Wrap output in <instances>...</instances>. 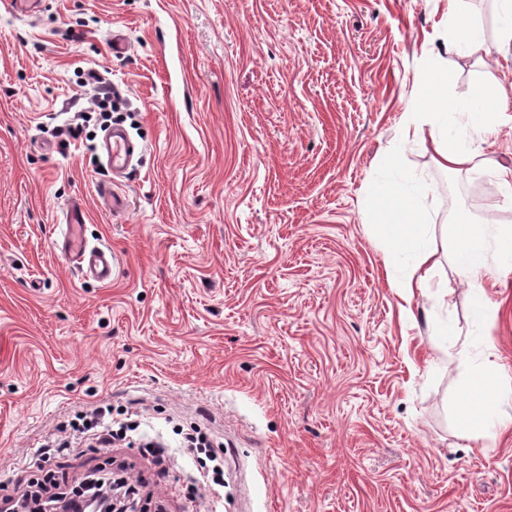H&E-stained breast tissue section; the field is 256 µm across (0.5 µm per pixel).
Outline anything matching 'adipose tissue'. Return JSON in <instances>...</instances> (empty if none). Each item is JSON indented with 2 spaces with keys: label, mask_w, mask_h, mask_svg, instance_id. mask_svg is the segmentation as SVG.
Instances as JSON below:
<instances>
[{
  "label": "adipose tissue",
  "mask_w": 512,
  "mask_h": 512,
  "mask_svg": "<svg viewBox=\"0 0 512 512\" xmlns=\"http://www.w3.org/2000/svg\"><path fill=\"white\" fill-rule=\"evenodd\" d=\"M499 23L495 45H487L480 25L467 15V0H448L449 53L472 57L495 48L500 69L512 71V0H498ZM419 81L432 99L422 111L406 112L401 127L406 139L422 144L441 168L457 170L478 166L498 172L503 195L512 202V168L484 159L467 147L459 135L465 116L481 113L492 126L512 115V86L490 79L478 98L448 99L440 96L442 74L432 66L424 67ZM373 191L382 200L371 208L368 221L376 227L383 244L385 279L402 301L400 314L410 317V303L416 292L425 290L438 264L427 223L425 192L397 157L387 156L373 176ZM457 249L463 258L464 278L474 290H482L484 281L497 278L504 266L512 264V229L489 224H460ZM488 399L484 410L465 408L463 416L470 431L481 439H495L512 428V415L501 411L502 395L497 390L500 373L495 366L482 369Z\"/></svg>",
  "instance_id": "obj_1"
}]
</instances>
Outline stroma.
<instances>
[{
    "label": "stroma",
    "mask_w": 512,
    "mask_h": 512,
    "mask_svg": "<svg viewBox=\"0 0 512 512\" xmlns=\"http://www.w3.org/2000/svg\"><path fill=\"white\" fill-rule=\"evenodd\" d=\"M448 0L0 2V495L76 411L129 410L169 443L155 476L167 512H512V430L475 438L487 353L512 373V268L487 299L460 274L455 224L512 226L492 168L447 172L406 141L425 96H475L493 56L446 53ZM124 53L112 51L113 37ZM93 68L112 120L139 146L120 175L85 134L59 138ZM471 149L512 167V123H463ZM428 192L439 266L402 321L364 188L385 153ZM125 195L113 212L107 194ZM111 284L60 251L71 201ZM454 335H443L445 325ZM467 349V360L457 358ZM207 428L224 486L197 475L175 425ZM110 455L52 460L79 477Z\"/></svg>",
    "instance_id": "35a3bbf8"
}]
</instances>
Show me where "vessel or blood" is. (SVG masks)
Segmentation results:
<instances>
[{
  "label": "vessel or blood",
  "instance_id": "vessel-or-blood-1",
  "mask_svg": "<svg viewBox=\"0 0 512 512\" xmlns=\"http://www.w3.org/2000/svg\"><path fill=\"white\" fill-rule=\"evenodd\" d=\"M107 164L113 171L121 172L128 168L136 151L135 144L125 130L115 126L104 137ZM84 222V212L80 202H73L66 213V231L61 242V252L66 259L77 261L87 274L98 282L111 281L116 265L110 248L88 247L82 240L79 229Z\"/></svg>",
  "mask_w": 512,
  "mask_h": 512
}]
</instances>
